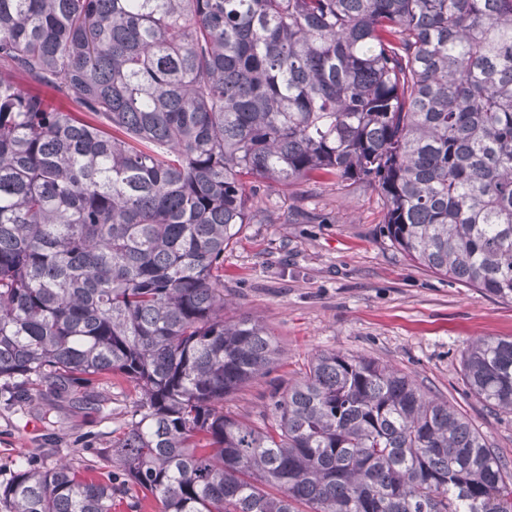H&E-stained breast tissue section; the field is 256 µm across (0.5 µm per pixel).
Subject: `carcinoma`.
Segmentation results:
<instances>
[{"instance_id": "obj_1", "label": "carcinoma", "mask_w": 512, "mask_h": 512, "mask_svg": "<svg viewBox=\"0 0 512 512\" xmlns=\"http://www.w3.org/2000/svg\"><path fill=\"white\" fill-rule=\"evenodd\" d=\"M331 178L375 188L410 260L511 301L512 0H0V381L137 393L125 484L24 457L0 512H512V465L386 365L323 352L267 427L224 412L279 360L224 317V250L257 185ZM462 371L512 414V337Z\"/></svg>"}]
</instances>
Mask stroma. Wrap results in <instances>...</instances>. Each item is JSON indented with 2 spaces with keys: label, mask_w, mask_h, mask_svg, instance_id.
<instances>
[{
  "label": "stroma",
  "mask_w": 512,
  "mask_h": 512,
  "mask_svg": "<svg viewBox=\"0 0 512 512\" xmlns=\"http://www.w3.org/2000/svg\"><path fill=\"white\" fill-rule=\"evenodd\" d=\"M260 195L267 211L242 225L224 253L225 313L262 321L281 356L270 374L231 395L225 411L262 427L274 386L297 380L319 353L355 355L410 375L512 458V417L489 413L462 373L471 341L512 336V301L410 261L384 236L378 194L364 183L264 187ZM31 394L21 407L0 394V483L22 455L42 465L71 453L116 471L109 446L128 419L131 384L116 377L75 396Z\"/></svg>",
  "instance_id": "1"
}]
</instances>
